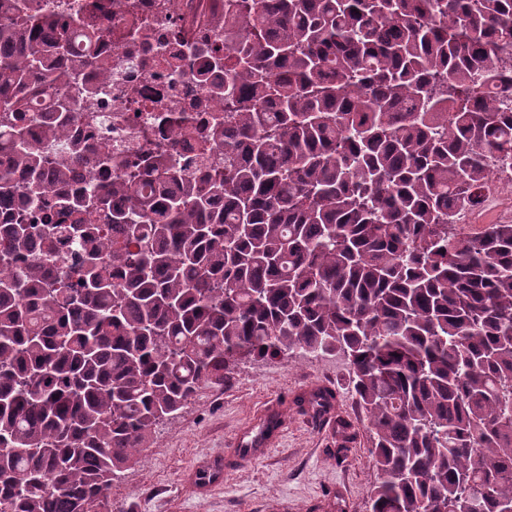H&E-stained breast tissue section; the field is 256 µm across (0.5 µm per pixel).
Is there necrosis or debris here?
<instances>
[{"label": "necrosis or debris", "instance_id": "necrosis-or-debris-1", "mask_svg": "<svg viewBox=\"0 0 512 512\" xmlns=\"http://www.w3.org/2000/svg\"><path fill=\"white\" fill-rule=\"evenodd\" d=\"M35 13L70 7L94 15L98 53L108 79L104 95L75 100L76 127L88 133L89 153L111 151L124 160L125 175L148 153L171 154L182 172L194 175L221 162L224 153L204 128L219 116L223 103L212 97L198 70L208 53L224 46V30L214 17L225 14L228 0H29ZM150 27L136 40L129 30L141 21ZM166 54L170 65L151 69L146 62ZM143 101L141 111L128 104L129 92Z\"/></svg>", "mask_w": 512, "mask_h": 512}]
</instances>
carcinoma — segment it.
<instances>
[{"label": "carcinoma", "mask_w": 512, "mask_h": 512, "mask_svg": "<svg viewBox=\"0 0 512 512\" xmlns=\"http://www.w3.org/2000/svg\"><path fill=\"white\" fill-rule=\"evenodd\" d=\"M227 10L224 165L69 191L95 34L0 0V512H109L240 352L346 359L371 512H512V224L451 228L512 164V0Z\"/></svg>", "instance_id": "obj_1"}]
</instances>
